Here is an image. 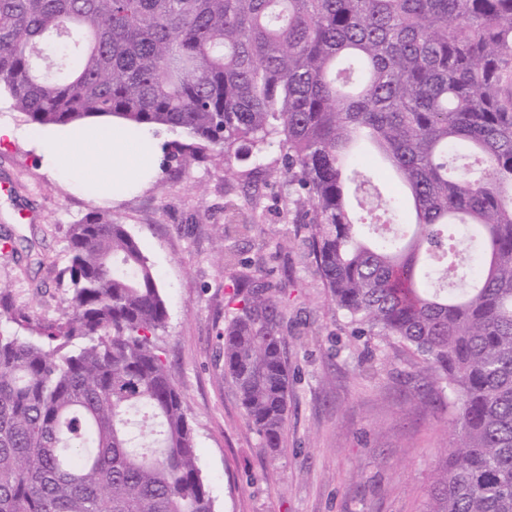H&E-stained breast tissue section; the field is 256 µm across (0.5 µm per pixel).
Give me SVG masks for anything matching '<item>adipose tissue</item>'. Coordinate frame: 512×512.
Masks as SVG:
<instances>
[{
  "label": "adipose tissue",
  "mask_w": 512,
  "mask_h": 512,
  "mask_svg": "<svg viewBox=\"0 0 512 512\" xmlns=\"http://www.w3.org/2000/svg\"><path fill=\"white\" fill-rule=\"evenodd\" d=\"M24 134L44 167L97 202L111 199L116 186L156 174L162 156L152 130L109 117Z\"/></svg>",
  "instance_id": "1"
}]
</instances>
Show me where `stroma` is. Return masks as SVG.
Here are the masks:
<instances>
[{
	"instance_id": "35a3bbf8",
	"label": "stroma",
	"mask_w": 512,
	"mask_h": 512,
	"mask_svg": "<svg viewBox=\"0 0 512 512\" xmlns=\"http://www.w3.org/2000/svg\"><path fill=\"white\" fill-rule=\"evenodd\" d=\"M268 161L225 169L208 151L178 155L159 181L113 200L158 275L168 320L159 334L185 396L198 466L215 512H427L436 467L455 437V411L433 402L400 343L359 336L330 299L299 230L295 201ZM0 294L16 312L61 318L69 228L94 209L43 169L25 140L0 145ZM255 229L239 232L242 217ZM269 270L287 289L282 334L290 372L282 450L269 454L224 378L223 254Z\"/></svg>"
}]
</instances>
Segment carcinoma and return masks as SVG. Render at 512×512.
Returning a JSON list of instances; mask_svg holds the SVG:
<instances>
[{"label":"carcinoma","mask_w":512,"mask_h":512,"mask_svg":"<svg viewBox=\"0 0 512 512\" xmlns=\"http://www.w3.org/2000/svg\"><path fill=\"white\" fill-rule=\"evenodd\" d=\"M511 87L512 0H0V95L27 121L165 128L227 167L278 145L331 300L457 401L429 512H512ZM359 134L415 209L377 199L371 243ZM69 239L60 319L0 303V512H213L152 265L96 210ZM228 279L224 377L276 452L288 292Z\"/></svg>","instance_id":"cac0c4a2"}]
</instances>
